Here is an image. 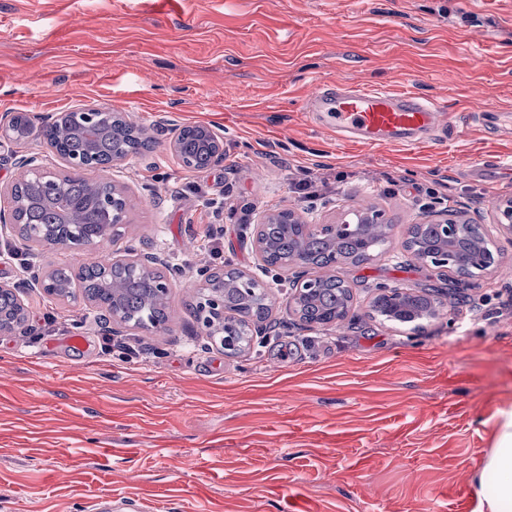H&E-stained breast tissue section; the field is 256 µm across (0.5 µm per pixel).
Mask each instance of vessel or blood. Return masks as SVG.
I'll return each mask as SVG.
<instances>
[{"label":"vessel or blood","mask_w":512,"mask_h":512,"mask_svg":"<svg viewBox=\"0 0 512 512\" xmlns=\"http://www.w3.org/2000/svg\"><path fill=\"white\" fill-rule=\"evenodd\" d=\"M310 109L339 139L366 145H414L440 127L439 108L408 90H326Z\"/></svg>","instance_id":"obj_1"}]
</instances>
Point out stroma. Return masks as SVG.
<instances>
[{"instance_id": "1", "label": "stroma", "mask_w": 512, "mask_h": 512, "mask_svg": "<svg viewBox=\"0 0 512 512\" xmlns=\"http://www.w3.org/2000/svg\"><path fill=\"white\" fill-rule=\"evenodd\" d=\"M405 89L445 111L416 146L362 145L318 127L315 92ZM86 105L149 129L148 154L92 176L126 190L105 253L148 243L176 281L165 328L112 334L82 290L21 297L0 334V512H480L479 475L512 412V237L481 279L446 276L406 248L410 225L447 208L482 224L512 196V0H0V188L40 155L36 130ZM206 125L224 157L184 168L177 128ZM307 173L318 192L294 193ZM440 201L420 209V189ZM372 205L381 254L330 274L354 300L338 326L288 313V283L236 357L194 313L200 271L257 274L253 225L280 207L323 221ZM223 227L222 260L202 250ZM439 295L419 325L374 316L378 285ZM83 337L74 345L72 337Z\"/></svg>"}]
</instances>
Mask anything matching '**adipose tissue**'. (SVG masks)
Segmentation results:
<instances>
[{"mask_svg": "<svg viewBox=\"0 0 512 512\" xmlns=\"http://www.w3.org/2000/svg\"><path fill=\"white\" fill-rule=\"evenodd\" d=\"M480 494L488 512H512V413L506 416L496 446L486 459Z\"/></svg>", "mask_w": 512, "mask_h": 512, "instance_id": "adipose-tissue-1", "label": "adipose tissue"}]
</instances>
